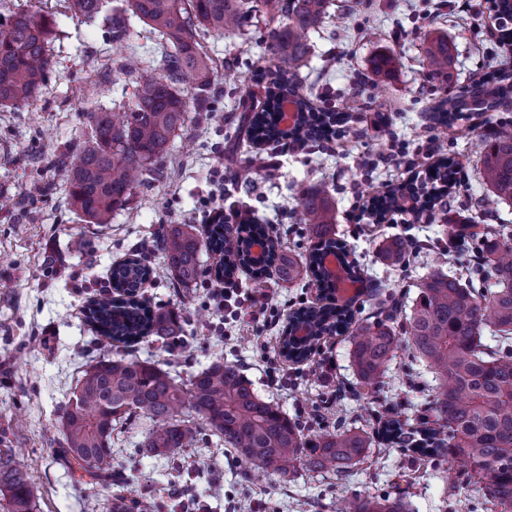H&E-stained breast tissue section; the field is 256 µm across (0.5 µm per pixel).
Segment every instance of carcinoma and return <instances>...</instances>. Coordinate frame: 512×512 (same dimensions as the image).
Masks as SVG:
<instances>
[{
  "mask_svg": "<svg viewBox=\"0 0 512 512\" xmlns=\"http://www.w3.org/2000/svg\"><path fill=\"white\" fill-rule=\"evenodd\" d=\"M104 0H70V9L88 23L101 22L114 41L131 40L132 19L146 23L157 35L162 64L145 69L134 45L124 68L136 90L125 112L91 113V136L79 151L68 178L71 205L88 224H110L127 207L136 189L148 177L163 178L160 160L176 133L185 127L187 112L199 107L195 91L212 84L214 60L195 39L198 29L245 35L250 21L263 24L273 51L266 105L252 112L249 130L254 140L300 138L325 140L333 126L348 120L332 110H311L298 93L299 111L292 127L283 129L278 101L297 86L300 70L314 54L304 33L323 23L328 0H118L104 10ZM56 21L44 15L11 13L0 20V105H19L36 98L52 69L51 43ZM427 76L445 84L446 95L433 107L436 123L447 128L458 121L457 108L448 102L461 97L455 91L457 60L448 37L427 41ZM484 111H494L512 98V58L503 57L487 73ZM454 157L443 155L430 175L431 188H413L419 198L415 216L435 209L438 198L455 184ZM486 194L481 206L492 208L512 200V123L485 140L481 170ZM300 220L315 232L304 257L281 253L276 227L251 220L245 224H212L209 239H201L193 224H164L154 239L173 277L187 285L200 274L203 249L224 256L223 276L251 268L256 288L268 279L293 282L303 274L326 290L332 277L325 268L328 254L344 258L354 295L320 306L302 305L289 320L306 326L299 342L282 336L280 356L302 364L311 360L316 338L349 334L357 375L353 395L377 389L399 348L395 327L399 316L396 295H384L367 320L355 318L354 304L363 278L349 259L347 245L330 236L335 210L325 188L305 190L299 198ZM400 205L397 190L371 197L380 219ZM478 241L477 254L466 273L434 271L418 284L419 293L404 326L416 359L425 363L437 384L432 400L412 426L395 406L376 416L375 435L350 428L335 433L306 435L274 404L263 400L237 366L221 360L182 377L169 369L171 361L141 359L127 348L154 338L160 351L184 346L179 313L151 307L140 289L151 270L145 258L134 254L112 266L113 296L94 302L86 318L98 336L124 351L108 352L87 362L79 371L59 422L64 459L88 477L87 485L115 483L118 491L104 503V512H157L160 503L124 494V483L113 481L112 435L139 425L141 455L170 458L196 447L199 437L215 436L238 457L281 478L304 466L318 473H339L352 462L368 458L373 442L397 445L420 461L440 453L464 462L463 480L482 499L489 512L512 509V234L487 228L467 237L456 225L448 229V243L420 244L392 238L383 257L396 266L421 252H445ZM263 240L265 257L246 259L251 244ZM490 333L493 343L485 342ZM0 437V512H39L32 475L17 449ZM336 512H405L404 497L369 495L346 503Z\"/></svg>",
  "mask_w": 512,
  "mask_h": 512,
  "instance_id": "1",
  "label": "carcinoma"
}]
</instances>
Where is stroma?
Listing matches in <instances>:
<instances>
[{
  "mask_svg": "<svg viewBox=\"0 0 512 512\" xmlns=\"http://www.w3.org/2000/svg\"><path fill=\"white\" fill-rule=\"evenodd\" d=\"M435 3L369 0L359 7L355 0H329L323 25L308 35L315 53L300 71L303 90L340 111L346 107L345 91L352 88L358 103L374 104L373 110L359 113L336 149L295 152L280 167H265L238 106L242 98L254 105L264 101V90L250 80L228 90L219 77L208 110L188 113L186 130L161 159L165 179L144 182L111 223L88 224L70 204L66 171L90 136V113L127 108L133 83L119 65L128 50L113 42L103 26L74 15L67 0H0L2 14L52 15L60 23L51 44L54 66L40 95L23 106H0V195L10 200L0 209V430L7 431L33 475L40 512H103L110 486L75 490L60 454L57 416L94 336L85 311L92 301L108 296L102 283L109 280L113 264L137 250L159 225L196 223L200 200L214 188L216 166H223L232 194L255 207L260 222L278 225L284 247L295 255L305 253L312 234L309 225L290 223L287 215L297 211L301 191L327 188L337 237L354 250L372 284L401 293L408 306L430 271L469 265L471 254L455 252L443 260L427 251L392 266L382 256L387 237L444 241L452 218L512 230V201L489 215L477 206L485 193L483 142L500 123L512 120V108L459 121L445 131L435 128L429 112L445 88L427 78L425 35H447L458 61L459 85L497 66L501 52L483 36L486 0H448L439 13ZM199 42L217 62L231 63L243 73L271 57L260 26L242 37L204 31ZM380 52L396 58L390 73L372 70ZM397 142L410 152L427 143L433 154H454L465 183L439 203L429 221L396 214L382 224L368 223L358 217L365 200L411 175L390 158ZM35 185L42 194H31ZM78 236L84 239L80 248L74 244ZM218 260V253L203 251L198 279L185 286L175 282L160 255L150 258L156 273L142 293L151 305L181 315L188 336L181 374L219 359L238 364L260 397L311 432L354 427L370 432L377 426L373 413L381 406L400 399L425 401L432 377L406 347L390 362L383 390L357 399L335 396L338 383L357 382L348 339L336 335L328 338L313 365H287L285 384H272L262 356H277L289 309L317 303L319 288L310 277L293 284L266 281L262 292L275 321L266 328L217 307L211 290ZM139 438L135 427L112 446L115 467L133 477L131 490L148 489L166 499L171 482L202 457L208 466L192 484L208 512H334L344 498L394 494L396 475L403 471L413 477L409 512H468L479 503L477 493L460 483V465L444 458L420 462L399 448L370 449L368 460L343 477L301 469L279 479L247 472L232 449L222 445L186 449L169 463L146 458L137 452Z\"/></svg>",
  "mask_w": 512,
  "mask_h": 512,
  "instance_id": "obj_1",
  "label": "stroma"
}]
</instances>
